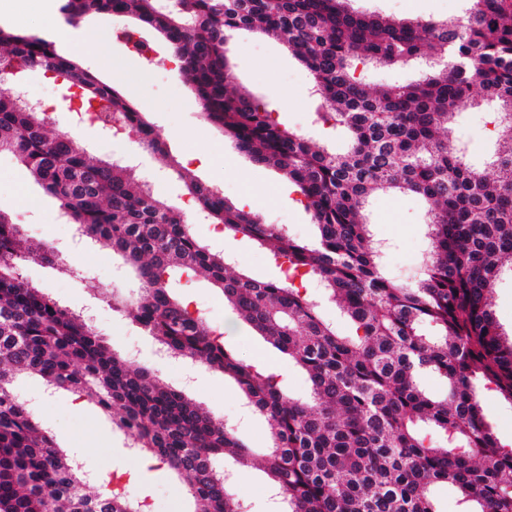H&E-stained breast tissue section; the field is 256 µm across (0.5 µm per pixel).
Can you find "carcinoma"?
Listing matches in <instances>:
<instances>
[{
    "label": "carcinoma",
    "mask_w": 512,
    "mask_h": 512,
    "mask_svg": "<svg viewBox=\"0 0 512 512\" xmlns=\"http://www.w3.org/2000/svg\"><path fill=\"white\" fill-rule=\"evenodd\" d=\"M351 0H59L77 26L94 14L131 18L113 37L141 63H179L205 118L238 151L276 168L299 195L319 234L291 238L281 224L184 182L190 208L224 235L265 246L280 270L262 281L230 268L222 250L198 242L185 213L151 189L136 169L90 157L54 130L52 111L0 95V154L13 155L58 203L82 237L135 267L140 292L129 314L171 357L232 377L268 424V486L285 512H436L433 485L455 486L474 512H512V445L483 414L478 383L512 402V336L488 297L512 270V0H471L450 20L395 19L359 12ZM274 34L313 77L312 124L325 137H350L338 153L282 126L274 110L235 89L227 33ZM422 60L409 84L371 85L370 68ZM38 68L57 82L68 111L112 115L115 134L132 136L184 177L130 99L64 54L56 40L0 24V71ZM497 104L489 181L452 144L473 92ZM426 204L428 259L413 287L387 276L364 207L378 192ZM28 260L52 263L42 243L22 247L21 226L0 211V512H149L136 493L146 470L167 468L184 483L191 512H241L216 461L245 464L252 451L184 391L109 348L81 314L27 282ZM207 275L245 323L306 376L310 401L288 395V375L246 363L175 289ZM351 324L320 316L305 283ZM448 381L428 396L423 372ZM35 374L74 400L119 411L139 465L112 471L109 488L55 444L14 388Z\"/></svg>",
    "instance_id": "carcinoma-1"
}]
</instances>
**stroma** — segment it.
Masks as SVG:
<instances>
[{
  "label": "stroma",
  "instance_id": "35a3bbf8",
  "mask_svg": "<svg viewBox=\"0 0 512 512\" xmlns=\"http://www.w3.org/2000/svg\"><path fill=\"white\" fill-rule=\"evenodd\" d=\"M354 8L376 11L396 18L444 20L463 16L466 0H353ZM56 0H0V23L20 31L43 32L47 14L56 12ZM124 19L100 15L78 26V38L61 30L56 40L61 50L85 63L100 78L109 81L114 69L129 77L123 90L145 113L157 136L171 154L180 159L194 177L220 192L229 202H237L242 193H250V209L266 224L288 227L303 243L315 241L317 229L310 214L298 203L293 188L272 167L258 164L238 151L233 142L216 126L207 122L194 104L176 60L165 66L147 68L128 54L113 32ZM108 36V51L97 54L94 45L99 36ZM241 89L255 97L275 102L287 100L278 113L280 122L290 129L318 138L311 124L308 70L288 53L275 38L247 31L233 33L226 45ZM494 106L479 100L462 111L454 137L465 144L473 163L483 167L489 177L497 170L489 163L490 114ZM0 211L22 225L25 235L40 240L58 254L52 264L28 262L23 273L30 284L46 289L60 305L74 311L92 309L93 325L117 354H125L129 345L139 349L142 363L155 367L154 340L123 312L114 310L104 299L98 284L115 283L120 297H132L139 281L123 259L84 244L74 247L72 232L64 224L53 198L35 185L13 156L0 154ZM369 222L374 238L389 243L385 258L387 272L413 285L424 270L427 240L424 236L425 208L412 195H377L369 200ZM197 239L211 248L233 251L237 270L261 280L276 278L279 270L258 243L232 239L218 233L211 224L194 225ZM192 306L206 314L210 324L221 329L225 343L248 362H264L288 371V392L307 397L305 376L290 368L283 355L272 350L224 304L221 293L204 277H196L184 291ZM17 387L33 415L48 427L56 444L81 459L89 471L121 468L130 461L129 438L112 422L110 415L90 402H75L69 392L47 391L41 380L23 377ZM215 418L236 421L244 442L257 453L269 446L265 420L246 413L244 398L237 384L224 375L199 369L187 390ZM144 486L155 512H186L188 505L172 476L165 470L145 472ZM237 492L248 512H274L268 498L267 476L260 465L237 469Z\"/></svg>",
  "mask_w": 512,
  "mask_h": 512
}]
</instances>
